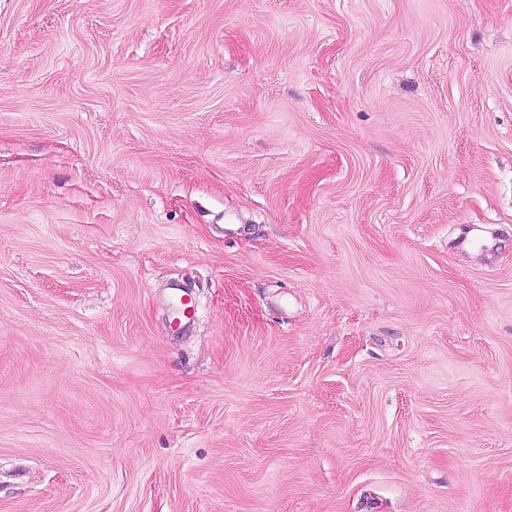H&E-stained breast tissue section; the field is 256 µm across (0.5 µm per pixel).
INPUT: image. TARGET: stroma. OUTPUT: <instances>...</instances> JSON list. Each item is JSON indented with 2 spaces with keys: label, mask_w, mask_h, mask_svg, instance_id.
I'll return each mask as SVG.
<instances>
[{
  "label": "stroma",
  "mask_w": 512,
  "mask_h": 512,
  "mask_svg": "<svg viewBox=\"0 0 512 512\" xmlns=\"http://www.w3.org/2000/svg\"><path fill=\"white\" fill-rule=\"evenodd\" d=\"M0 512H512V0H0ZM170 289L172 290L174 305L179 309L181 321L186 319L190 322L196 313V302L190 291L178 283L173 284Z\"/></svg>",
  "instance_id": "stroma-1"
}]
</instances>
